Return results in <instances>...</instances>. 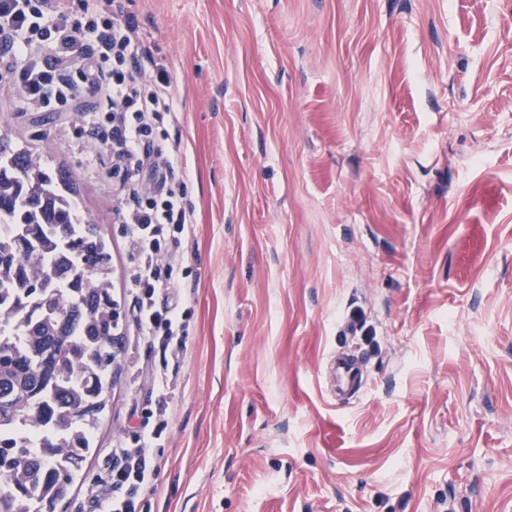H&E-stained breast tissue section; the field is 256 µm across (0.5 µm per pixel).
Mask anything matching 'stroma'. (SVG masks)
<instances>
[{
	"label": "stroma",
	"instance_id": "stroma-1",
	"mask_svg": "<svg viewBox=\"0 0 512 512\" xmlns=\"http://www.w3.org/2000/svg\"><path fill=\"white\" fill-rule=\"evenodd\" d=\"M173 77L192 285L151 512H512V0H123ZM0 135L64 169L132 255L77 116ZM366 388L336 404L326 358ZM160 356L123 339L97 450L56 512H91ZM336 374L341 380L338 390L346 399L355 398L364 387L363 363L358 354L351 350L336 353L334 359Z\"/></svg>",
	"mask_w": 512,
	"mask_h": 512
}]
</instances>
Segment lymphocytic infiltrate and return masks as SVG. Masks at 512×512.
Segmentation results:
<instances>
[{"instance_id": "obj_1", "label": "lymphocytic infiltrate", "mask_w": 512, "mask_h": 512, "mask_svg": "<svg viewBox=\"0 0 512 512\" xmlns=\"http://www.w3.org/2000/svg\"><path fill=\"white\" fill-rule=\"evenodd\" d=\"M0 49L14 60L10 82L37 112H73L79 95L99 102L82 129L112 166L116 221L134 261L124 290L133 333L164 362L151 374L154 402L143 408L134 446L109 456L108 494L93 512H150L145 492L156 467L148 450L167 434L177 388L167 359L186 355L190 298L176 249L194 232V210L167 182L180 169L178 150L155 140L159 123H178L172 80L156 61L138 19L118 0H0Z\"/></svg>"}]
</instances>
